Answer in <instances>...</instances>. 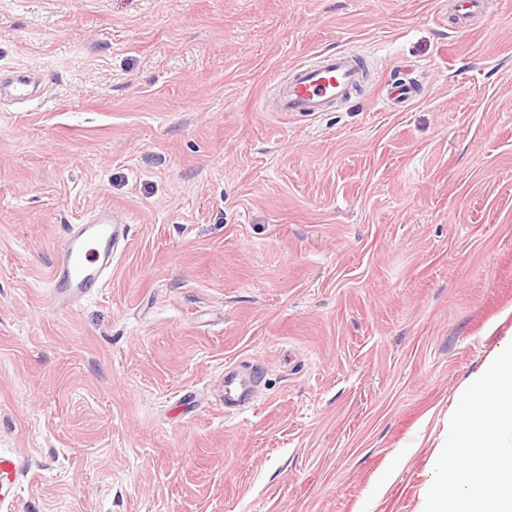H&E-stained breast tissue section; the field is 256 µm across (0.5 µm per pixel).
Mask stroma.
Instances as JSON below:
<instances>
[{"label":"stroma","instance_id":"stroma-1","mask_svg":"<svg viewBox=\"0 0 512 512\" xmlns=\"http://www.w3.org/2000/svg\"><path fill=\"white\" fill-rule=\"evenodd\" d=\"M346 48L352 98L261 111ZM0 69L42 79L0 101L18 512H419L466 378L512 342V0L462 35L448 0H0ZM104 204L128 244L57 313L60 236ZM228 367L263 371L238 416Z\"/></svg>","mask_w":512,"mask_h":512}]
</instances>
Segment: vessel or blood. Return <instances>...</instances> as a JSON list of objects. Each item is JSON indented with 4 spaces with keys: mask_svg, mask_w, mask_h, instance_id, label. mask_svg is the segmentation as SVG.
I'll use <instances>...</instances> for the list:
<instances>
[{
    "mask_svg": "<svg viewBox=\"0 0 512 512\" xmlns=\"http://www.w3.org/2000/svg\"><path fill=\"white\" fill-rule=\"evenodd\" d=\"M485 0H453L458 30H469L483 12ZM358 53L341 50L317 55L295 65L265 103L269 112L308 113L331 111L337 101L350 96L365 80ZM38 78L10 72L0 75V99L36 96ZM128 236V226L111 207H99L82 224L67 225L50 268L48 284L58 312H68L81 297L99 292L112 272L117 248ZM27 475L17 454L0 452V512H15L21 485Z\"/></svg>",
    "mask_w": 512,
    "mask_h": 512,
    "instance_id": "vessel-or-blood-1",
    "label": "vessel or blood"
}]
</instances>
